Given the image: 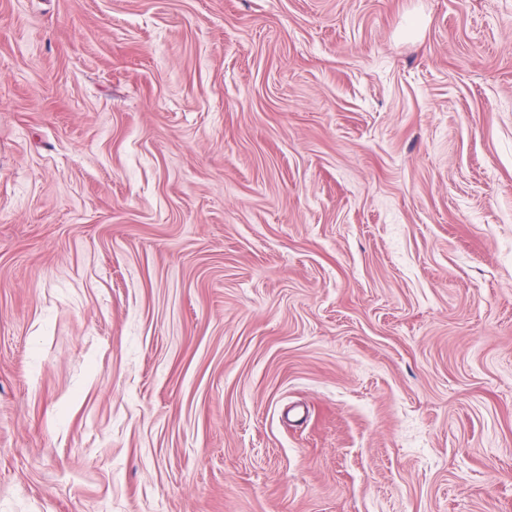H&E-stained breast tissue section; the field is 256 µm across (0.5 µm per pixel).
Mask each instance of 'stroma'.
Returning <instances> with one entry per match:
<instances>
[{
	"mask_svg": "<svg viewBox=\"0 0 512 512\" xmlns=\"http://www.w3.org/2000/svg\"><path fill=\"white\" fill-rule=\"evenodd\" d=\"M0 512H512V0H0Z\"/></svg>",
	"mask_w": 512,
	"mask_h": 512,
	"instance_id": "35a3bbf8",
	"label": "stroma"
}]
</instances>
